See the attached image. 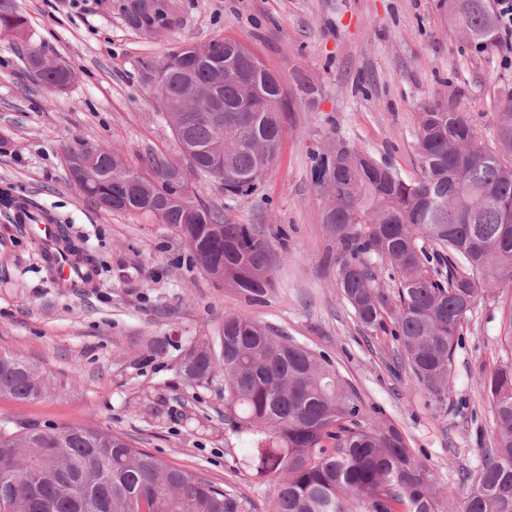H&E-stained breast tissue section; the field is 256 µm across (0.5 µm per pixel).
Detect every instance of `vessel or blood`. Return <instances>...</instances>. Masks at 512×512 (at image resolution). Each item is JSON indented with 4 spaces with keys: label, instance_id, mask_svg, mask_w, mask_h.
Masks as SVG:
<instances>
[{
    "label": "vessel or blood",
    "instance_id": "vessel-or-blood-1",
    "mask_svg": "<svg viewBox=\"0 0 512 512\" xmlns=\"http://www.w3.org/2000/svg\"><path fill=\"white\" fill-rule=\"evenodd\" d=\"M34 237L52 281L61 288L78 289L89 287L94 273L86 264L77 261L59 238L58 227L49 221L36 222Z\"/></svg>",
    "mask_w": 512,
    "mask_h": 512
}]
</instances>
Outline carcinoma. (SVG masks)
<instances>
[{"label":"carcinoma","instance_id":"cac0c4a2","mask_svg":"<svg viewBox=\"0 0 512 512\" xmlns=\"http://www.w3.org/2000/svg\"><path fill=\"white\" fill-rule=\"evenodd\" d=\"M126 24L147 39L175 23V0H124ZM448 18L476 50L496 44L488 0H448ZM16 0H0V37L23 49L25 66L49 90L75 78L65 63L38 68L45 52L25 28ZM187 168L207 176L209 157L224 153V194L249 196L276 163L293 100L255 51L215 38L200 57L180 46L146 73ZM215 94L224 128L199 111ZM492 144L467 113L439 104L420 113L421 176L402 178L331 127L313 154L327 172L324 221L336 237V284L358 323L392 337L412 382L436 397L448 387L455 347L481 286L512 288V90L497 101ZM90 163L77 189L94 206L149 212L171 225L199 263L224 267V284L259 301L272 285L268 243L252 224L179 200L163 181L170 163L151 154L142 169L110 147ZM375 258L396 282L394 296L375 285ZM183 359L188 388L221 382L224 424L247 446L245 463L274 484L269 512H512V362L492 374V445L468 490L442 506L443 490L404 436L369 418L325 355L253 319L224 316L218 335ZM57 389L20 352L0 357V397L31 401ZM0 512H252L229 485L174 466L92 426L0 431Z\"/></svg>","mask_w":512,"mask_h":512}]
</instances>
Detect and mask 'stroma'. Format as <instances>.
Listing matches in <instances>:
<instances>
[{"label": "stroma", "mask_w": 512, "mask_h": 512, "mask_svg": "<svg viewBox=\"0 0 512 512\" xmlns=\"http://www.w3.org/2000/svg\"><path fill=\"white\" fill-rule=\"evenodd\" d=\"M18 4L47 56L73 65L77 77L48 91L0 40V192L67 226L97 272L94 287H55L37 242L0 204V351L22 352L62 385L38 401L0 398V419L112 431L231 485L253 512H266L273 485L244 465V444L224 426L219 386L189 389L177 372L186 350L216 335L231 313L326 354L364 407L380 408L382 425L397 428L437 483L458 495L462 471L481 468L491 440L484 384L512 362V289L480 298L445 395L411 384L392 338L361 327L339 293L336 241L310 157L333 126L418 178L419 114L433 103L467 112L491 140L495 101L512 89L501 50L460 43L444 0H177L174 26L155 40L126 25L118 0ZM217 37L257 52L294 101L279 161L255 194L232 199L218 183L189 180L204 204L264 233L273 285L260 303L210 278L153 215L93 207L70 182L64 158L67 146L86 142L118 146L134 166L151 153L178 160L145 68L174 46ZM155 336L168 343L151 355L146 343Z\"/></svg>", "instance_id": "1"}]
</instances>
